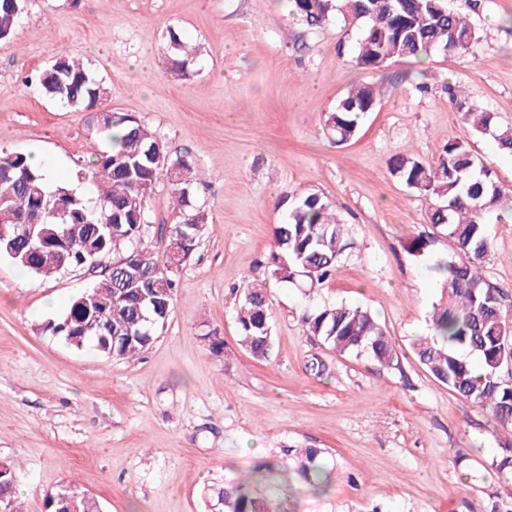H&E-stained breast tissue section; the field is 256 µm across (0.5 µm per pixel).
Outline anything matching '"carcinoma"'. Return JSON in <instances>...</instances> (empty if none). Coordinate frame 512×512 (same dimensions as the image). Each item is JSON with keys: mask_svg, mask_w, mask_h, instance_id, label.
<instances>
[{"mask_svg": "<svg viewBox=\"0 0 512 512\" xmlns=\"http://www.w3.org/2000/svg\"><path fill=\"white\" fill-rule=\"evenodd\" d=\"M307 25L320 27L334 17L357 28L356 61L363 69L390 62L421 60L435 52L466 53L478 33L446 0H291ZM27 0H0V41L13 35L26 12ZM170 74L184 82L194 76L197 49L169 31L166 52ZM50 99L75 111L93 110L110 90L73 53L63 51L39 76ZM377 92L357 85L336 107L324 113V126L336 143L351 140L361 119L374 110ZM464 122L479 135H491L498 148L512 154V127L495 113L468 107ZM110 150L97 159L77 160L76 178L93 187L94 204L67 181L48 184L46 171L29 156L0 150V210L10 213L8 231L19 239L16 254L0 253L45 277L90 266L119 253L112 270L101 269L92 288L73 299L52 333L69 345L90 346L112 361H129L142 353L165 326L173 308L176 273L171 258L186 261L195 250L207 215L191 203L199 175L183 159L171 158L164 142L134 115L114 112L100 127ZM392 176L432 199L428 221L454 243L455 249L435 261L442 297L430 334L416 339L414 353L439 382L467 401L486 408L509 439L495 460L500 473H512V302L488 283L482 268L492 249L487 213L512 210V191L474 154L466 140L448 142L439 157L424 163L412 155L388 161ZM167 174L180 221L169 227L161 252L141 248L146 209L161 174ZM112 228H107V225ZM348 247L345 225L318 193L295 198L285 222L275 229L271 277L293 283L303 276L320 285L330 278ZM241 344L257 358H268L273 336L267 289L249 284L232 290ZM307 330L340 354L367 353L384 367H400V356L382 325L359 306L324 305L304 319ZM477 357L474 366L467 354ZM298 473L321 487L328 473L316 448L295 451ZM18 472L0 462V507L21 512L16 504ZM221 512H275L271 503L253 496L245 483L214 493ZM50 512H100L98 503L67 487L47 497Z\"/></svg>", "mask_w": 512, "mask_h": 512, "instance_id": "cac0c4a2", "label": "carcinoma"}]
</instances>
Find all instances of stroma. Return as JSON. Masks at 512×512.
I'll return each instance as SVG.
<instances>
[{
    "label": "stroma",
    "mask_w": 512,
    "mask_h": 512,
    "mask_svg": "<svg viewBox=\"0 0 512 512\" xmlns=\"http://www.w3.org/2000/svg\"><path fill=\"white\" fill-rule=\"evenodd\" d=\"M479 40L368 70L342 19L311 28L288 0H28L0 41V149L38 154L70 179L78 157L108 150L95 112H69L38 75L64 50L110 87L108 109L137 116L200 174L195 202L206 231L177 276L173 310L136 359L110 361L46 332L94 277L71 270L20 278L0 256V462L19 471L24 512H46L64 486L103 512H219L208 490L240 481L276 512H512V477L491 467L504 433L482 408L433 378L412 349L428 335L441 290L431 264L453 244L428 222L429 199L389 171L396 155L431 162L470 141L505 187L512 156L473 135L449 98L512 126V0H447ZM196 44L191 82L164 63L169 30ZM148 66L138 61L146 49ZM379 97L358 135L337 145L323 128L351 85ZM321 194L346 224L351 249L318 287L272 282L267 259L287 200ZM145 249L160 251L178 223L166 180L147 207ZM485 279L512 295V215L488 214ZM432 237L411 255L413 237ZM269 288V359L238 341L232 289ZM327 303L367 308L401 358L386 368L341 354L307 333L302 317ZM223 342L212 354L210 337ZM320 449L330 475L317 489L289 447Z\"/></svg>",
    "instance_id": "stroma-1"
}]
</instances>
